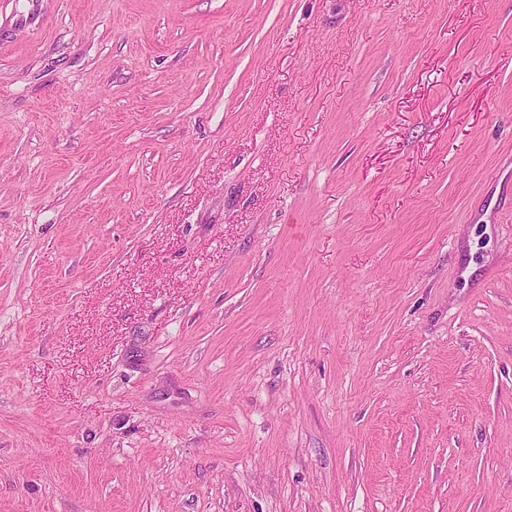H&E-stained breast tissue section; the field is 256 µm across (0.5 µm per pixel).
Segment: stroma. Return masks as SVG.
Wrapping results in <instances>:
<instances>
[{"label": "stroma", "mask_w": 512, "mask_h": 512, "mask_svg": "<svg viewBox=\"0 0 512 512\" xmlns=\"http://www.w3.org/2000/svg\"><path fill=\"white\" fill-rule=\"evenodd\" d=\"M0 512H512V0L0 41Z\"/></svg>", "instance_id": "obj_1"}]
</instances>
